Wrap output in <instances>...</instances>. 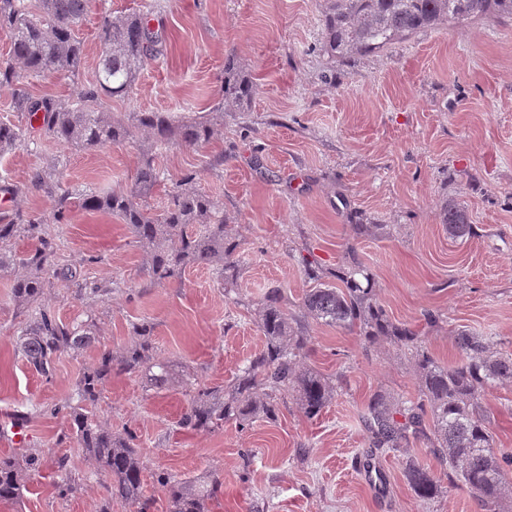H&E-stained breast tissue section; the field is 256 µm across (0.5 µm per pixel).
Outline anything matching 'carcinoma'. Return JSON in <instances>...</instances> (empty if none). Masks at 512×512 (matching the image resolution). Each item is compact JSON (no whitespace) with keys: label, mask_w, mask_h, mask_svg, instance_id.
<instances>
[{"label":"carcinoma","mask_w":512,"mask_h":512,"mask_svg":"<svg viewBox=\"0 0 512 512\" xmlns=\"http://www.w3.org/2000/svg\"><path fill=\"white\" fill-rule=\"evenodd\" d=\"M94 0H0V32L10 39V60L0 64V86H16L12 110L21 114L24 124L0 122V153L12 151L38 129L47 137L77 148L93 149L129 141L135 131L149 132L152 144L141 149L139 165L126 190L100 192L61 190L57 195L54 221L68 223L72 208L102 212L128 226L138 242L150 249V269L154 280L168 281L181 276L191 264L211 267L224 291L236 283L237 244L227 235L224 210L210 196L193 186L194 178L185 174L168 204L155 212L142 204L151 196L159 179L155 151L178 144L198 147L214 135L215 119L224 118V109L242 110L256 92V83L233 58L224 61L222 109L203 121L174 122L165 112H133L125 121L114 120L101 111L104 96L122 98L131 90L143 67L159 53V39L149 28L147 15L131 13L104 17L98 32L101 43L95 78L76 104L50 98H37L21 85L27 76L78 71L82 45L75 30L82 24ZM322 26L324 52L345 59L374 53L395 41L440 23L464 24L491 15L512 17V0H323ZM443 223L454 238L471 235L468 211L449 204ZM35 241L24 257L0 253V276L15 272L13 295L20 305L34 309V315L19 331L16 349L26 365L50 381L55 362L65 353H78L97 340L93 320L64 322L37 306L48 276L73 282L76 272L58 263L57 237L43 232L42 220L16 212L0 224V242L16 237ZM349 272L339 288L318 282L302 301L304 315L325 325L340 328L357 326L368 338L378 334L393 338L415 350L419 400L399 402L377 391L365 403L361 418L369 447L404 452L403 474L414 494L422 499L434 497L439 483L430 468L409 454L410 439H423L437 461L448 467V481L466 485L483 507V512H499L498 505L509 489L512 456L494 448L490 414L484 403L489 388L512 382V356L494 350L486 336L461 330L456 335L461 355L458 365L438 363L422 340L408 328L389 324L383 310L373 301L372 289ZM258 328L265 337L264 348L247 360L233 383L200 386L182 413L178 425L191 432H210L233 420L247 425L256 418L275 420L288 393L296 395L300 409L308 418L318 416L337 393L330 378L300 365L310 337L303 335L298 321L282 305V292L271 288L259 308ZM135 340L120 356L110 350L98 354L95 365L85 370L77 382L79 402L47 408L52 415L66 413L70 433L59 443H75L103 474L104 506L111 512L119 501L137 512H146L149 499L144 493L146 464L137 436L131 431L114 433L102 426L89 408L99 400L101 386L114 374L141 373L158 391L168 388L172 373L169 365L154 360V325L141 321L132 325ZM41 453L29 452L18 458L0 455V502H13L25 488L24 478L43 466ZM62 474L56 485L59 499L74 497L79 483L69 476L66 456L54 459ZM164 488L169 512H205V497L215 493L220 482L204 490L186 479L164 471L154 473Z\"/></svg>","instance_id":"1"}]
</instances>
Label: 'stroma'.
<instances>
[{"mask_svg":"<svg viewBox=\"0 0 512 512\" xmlns=\"http://www.w3.org/2000/svg\"><path fill=\"white\" fill-rule=\"evenodd\" d=\"M146 0H96L78 31V75L27 80L34 96L77 101L94 76L102 13L141 10ZM150 26L163 53L139 75L128 96L107 98L114 119L162 111L205 116L220 100L224 60L234 57L257 90L244 111L228 110L209 143L159 149L160 184L147 205L161 210L186 173L194 187L224 207L238 245L234 291L224 292L203 266L155 281L149 255L117 218L72 210L57 228L55 198L27 188L35 170L61 167L62 187L101 192L128 188L147 132L136 140L79 150L44 136L0 155V219L37 215L59 235V262L107 294L52 281L40 305L58 318L93 317L98 343L62 355L51 381L14 352L28 319L0 278V454L41 451L46 463L28 476L18 502L0 512H100L104 490L94 463L72 445L67 417L47 406L77 402L76 383L99 351L121 354L132 326L154 325L155 355L182 374L163 391L140 374L112 376L94 407L97 420L138 437L149 472L163 470L221 487L205 512H482L466 486L448 487V471L415 440L409 452L441 483L423 500L403 478L402 457L369 452L361 420L371 394L419 398L407 348L359 328L306 318L302 301L315 276L359 266L390 322L424 336L441 364L458 361L454 335L466 329L512 354V19L489 17L424 29L389 48L349 60L322 49V0H155ZM466 206L474 232L454 239L445 205ZM365 225L356 234L355 225ZM281 288L285 308L300 318L310 343L302 362L333 379L335 398L307 418L296 400L276 420L189 433L177 421L197 386H228L262 349L258 308L267 288ZM435 322H428V315ZM498 448L512 452V382L485 394ZM27 413L21 435L14 416ZM67 456L81 485L70 500L54 494L52 461Z\"/></svg>","mask_w":512,"mask_h":512,"instance_id":"35a3bbf8","label":"stroma"}]
</instances>
